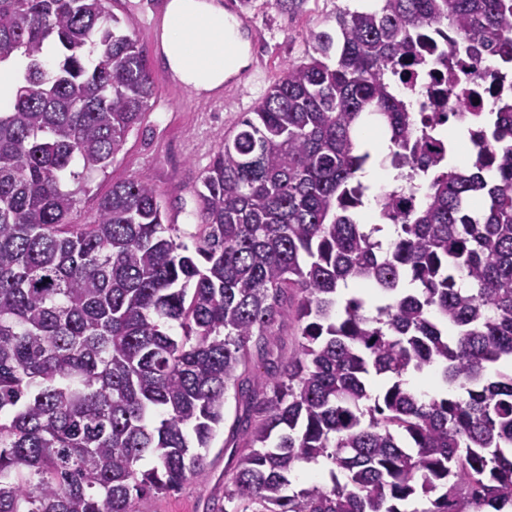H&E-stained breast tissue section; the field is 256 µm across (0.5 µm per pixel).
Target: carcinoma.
I'll return each mask as SVG.
<instances>
[{
  "mask_svg": "<svg viewBox=\"0 0 512 512\" xmlns=\"http://www.w3.org/2000/svg\"><path fill=\"white\" fill-rule=\"evenodd\" d=\"M108 2L0 0V62L28 59L0 112V512H147L206 473L231 393L247 408L231 512H512V99L481 114L489 157L450 167L427 149L452 143L447 113L394 86L422 48L478 79L512 62V0L336 11L217 134L191 246L146 177L71 222L155 93ZM368 118L393 181L422 190L405 208L375 195L380 224L358 217ZM350 280L376 314L340 301ZM286 318L295 349L244 388ZM319 458L332 487L289 491Z\"/></svg>",
  "mask_w": 512,
  "mask_h": 512,
  "instance_id": "obj_1",
  "label": "carcinoma"
}]
</instances>
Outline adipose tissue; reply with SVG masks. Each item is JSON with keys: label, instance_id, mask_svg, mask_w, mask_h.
I'll return each instance as SVG.
<instances>
[{"label": "adipose tissue", "instance_id": "obj_1", "mask_svg": "<svg viewBox=\"0 0 512 512\" xmlns=\"http://www.w3.org/2000/svg\"><path fill=\"white\" fill-rule=\"evenodd\" d=\"M162 52L173 76L199 94L219 89L249 62V44L220 0H168Z\"/></svg>", "mask_w": 512, "mask_h": 512}]
</instances>
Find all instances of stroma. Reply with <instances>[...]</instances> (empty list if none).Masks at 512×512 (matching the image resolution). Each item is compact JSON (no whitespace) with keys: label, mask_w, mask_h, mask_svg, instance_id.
Here are the masks:
<instances>
[{"label":"stroma","mask_w":512,"mask_h":512,"mask_svg":"<svg viewBox=\"0 0 512 512\" xmlns=\"http://www.w3.org/2000/svg\"><path fill=\"white\" fill-rule=\"evenodd\" d=\"M166 2L110 0L108 4L113 14L133 22L155 79V96L141 126L129 133L124 152L80 193L73 219L81 222L94 214L99 198L113 183L144 176L159 190L168 222L177 225L186 239L198 222L193 188L218 148V133L231 130L241 112L251 111L261 101L288 63L304 57L310 30L335 28L337 8L354 7L355 0H304L290 12L282 11L275 0H252L246 11L254 22L250 83L238 113L213 107L211 96L193 93L163 66L161 26ZM242 412L236 399L228 400L224 424L207 452L204 477L160 496L151 503V512H222L224 471L231 463L233 446L241 441L233 424Z\"/></svg>","instance_id":"stroma-1"}]
</instances>
